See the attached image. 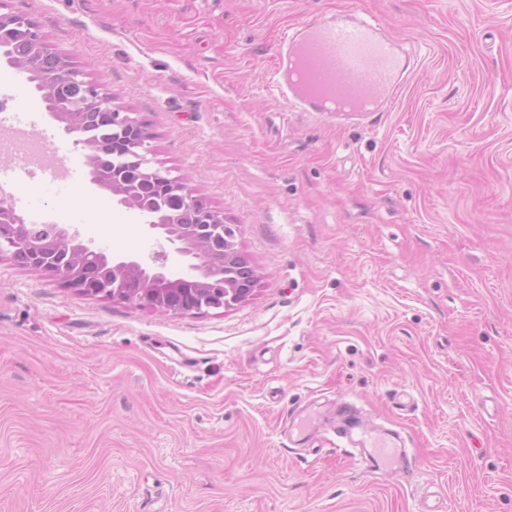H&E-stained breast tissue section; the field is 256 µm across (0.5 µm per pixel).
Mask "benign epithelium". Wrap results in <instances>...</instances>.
Wrapping results in <instances>:
<instances>
[{
  "label": "benign epithelium",
  "mask_w": 512,
  "mask_h": 512,
  "mask_svg": "<svg viewBox=\"0 0 512 512\" xmlns=\"http://www.w3.org/2000/svg\"><path fill=\"white\" fill-rule=\"evenodd\" d=\"M9 0H0V28L24 25L29 34L32 54L1 55L4 63L12 68L37 73V90L42 100L52 106L50 112L65 131L71 133L83 126L85 113L77 106L58 97L61 82L85 87L92 96L102 103L105 111L112 113L121 125L134 126L144 146H149L150 134L146 121L133 117L129 112L113 104L98 84L88 79L85 69L71 58L56 50L41 33L31 18L13 13L8 8ZM53 56L61 64L59 73L36 72L32 56ZM93 181L117 197L119 204L133 210L145 219L146 224L157 231L165 240L175 246L176 252L188 260H194L190 268L194 274L173 277L166 271L168 255L160 254L154 264L148 265L134 256L110 255L92 247L85 241L79 229L70 225L55 224L54 242L43 245L26 235L27 220L14 208L11 197L0 193V211L6 210L11 216L8 224H0V258L6 256L15 265L30 268L61 281V284L77 293L88 296L119 298L135 303L155 312L170 313L169 289L180 284L191 285L201 304L184 309V312H201L210 309H229L249 301L258 285V277L251 269L243 277H230L224 270L246 261L245 256L231 242L224 252V260L218 262L213 256L209 240L192 234L186 225L167 213H151L136 189L123 182L101 180L92 175ZM96 255L99 263L112 275V292L99 291L89 285L86 273V258Z\"/></svg>",
  "instance_id": "obj_1"
}]
</instances>
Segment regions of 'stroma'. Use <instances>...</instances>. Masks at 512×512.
I'll return each mask as SVG.
<instances>
[{
	"label": "stroma",
	"mask_w": 512,
	"mask_h": 512,
	"mask_svg": "<svg viewBox=\"0 0 512 512\" xmlns=\"http://www.w3.org/2000/svg\"><path fill=\"white\" fill-rule=\"evenodd\" d=\"M144 118L152 158L221 211L258 276L161 314L0 260V512H512V0H11ZM416 50L387 112H300L281 34L343 10ZM82 163L0 184L28 223L177 255L93 183L27 73L0 102ZM111 223H103V213ZM400 430L398 477L334 431Z\"/></svg>",
	"instance_id": "1"
}]
</instances>
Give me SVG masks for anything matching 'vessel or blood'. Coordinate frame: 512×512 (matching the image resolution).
<instances>
[{"label": "vessel or blood", "instance_id": "obj_1", "mask_svg": "<svg viewBox=\"0 0 512 512\" xmlns=\"http://www.w3.org/2000/svg\"><path fill=\"white\" fill-rule=\"evenodd\" d=\"M281 95L302 112L390 109L409 58L384 38L377 19L321 17L284 33L275 52Z\"/></svg>", "mask_w": 512, "mask_h": 512}]
</instances>
